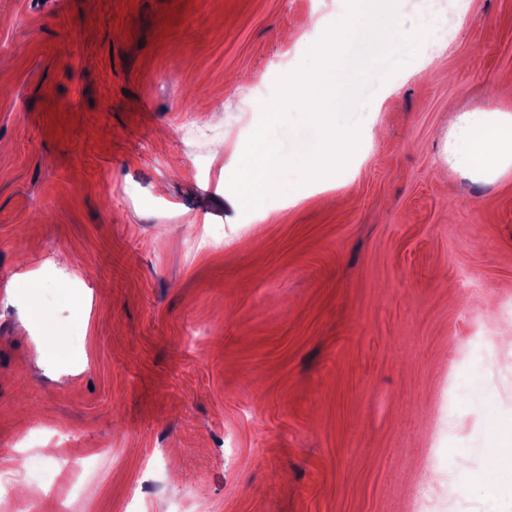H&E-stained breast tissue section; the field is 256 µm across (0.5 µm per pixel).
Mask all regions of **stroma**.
Masks as SVG:
<instances>
[{"instance_id":"stroma-1","label":"stroma","mask_w":512,"mask_h":512,"mask_svg":"<svg viewBox=\"0 0 512 512\" xmlns=\"http://www.w3.org/2000/svg\"><path fill=\"white\" fill-rule=\"evenodd\" d=\"M335 7L0 0V512H512V375L429 441L477 325L512 336V167L448 162L450 116L512 114V0L365 87L331 192L287 171L257 220L209 174Z\"/></svg>"}]
</instances>
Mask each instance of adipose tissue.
<instances>
[{"label": "adipose tissue", "instance_id": "1", "mask_svg": "<svg viewBox=\"0 0 512 512\" xmlns=\"http://www.w3.org/2000/svg\"><path fill=\"white\" fill-rule=\"evenodd\" d=\"M448 161L465 169L495 170L512 164V115L466 113L452 118Z\"/></svg>", "mask_w": 512, "mask_h": 512}]
</instances>
